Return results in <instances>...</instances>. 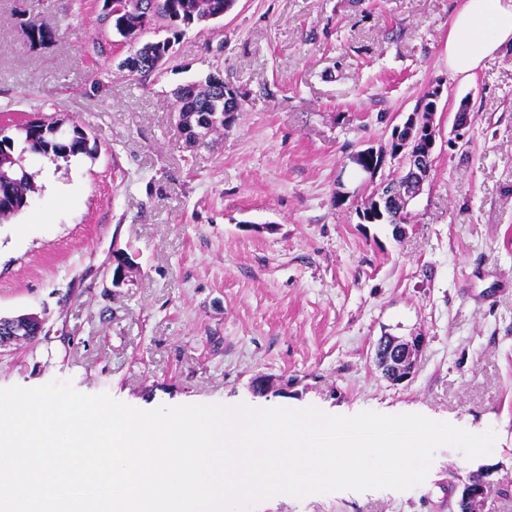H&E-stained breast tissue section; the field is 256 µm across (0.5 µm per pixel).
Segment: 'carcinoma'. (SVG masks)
Segmentation results:
<instances>
[{
    "mask_svg": "<svg viewBox=\"0 0 512 512\" xmlns=\"http://www.w3.org/2000/svg\"><path fill=\"white\" fill-rule=\"evenodd\" d=\"M236 0H140L142 8L131 11L127 0H112V9L100 15V24L112 34L128 42L140 30L157 23L178 35L182 28L197 23L221 20ZM32 47H42L57 38V31L46 27L36 18L22 22ZM171 41L146 42L138 48L141 58H128V70L133 75L147 76L157 70L148 64L162 56ZM177 109L186 112L210 132L224 133V83L210 75L177 88ZM90 153L84 130L74 125L69 132L62 123L48 118L28 120L13 128H0V222L7 221L30 204L36 191L35 174L25 166V156L36 154L53 162H70Z\"/></svg>",
    "mask_w": 512,
    "mask_h": 512,
    "instance_id": "obj_1",
    "label": "carcinoma"
}]
</instances>
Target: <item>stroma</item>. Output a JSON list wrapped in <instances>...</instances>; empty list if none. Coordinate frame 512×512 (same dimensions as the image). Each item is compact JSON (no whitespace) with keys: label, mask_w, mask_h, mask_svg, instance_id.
Segmentation results:
<instances>
[{"label":"stroma","mask_w":512,"mask_h":512,"mask_svg":"<svg viewBox=\"0 0 512 512\" xmlns=\"http://www.w3.org/2000/svg\"><path fill=\"white\" fill-rule=\"evenodd\" d=\"M458 0H237L185 29L150 79L122 68L97 0H0V127L71 120L91 155L28 162L37 192L0 223V316L37 341L0 351V389L58 379L135 408L177 403L418 413L490 454L437 450L406 491L351 490L255 512H454L453 476L491 468L485 512H512V49L474 80L448 74ZM60 40L34 50L21 21ZM102 38L104 56L92 51ZM217 73L242 109L187 145L175 90ZM441 88L435 162L401 235L362 224L354 150ZM467 105L468 143L450 142ZM134 268L113 285V258ZM421 333L413 377L374 361L380 336ZM265 377L271 387L254 392Z\"/></svg>","instance_id":"1"}]
</instances>
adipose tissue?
I'll return each instance as SVG.
<instances>
[{"label": "adipose tissue", "instance_id": "1", "mask_svg": "<svg viewBox=\"0 0 512 512\" xmlns=\"http://www.w3.org/2000/svg\"><path fill=\"white\" fill-rule=\"evenodd\" d=\"M509 47L512 0H462L448 25L449 75L472 80L487 58Z\"/></svg>", "mask_w": 512, "mask_h": 512}]
</instances>
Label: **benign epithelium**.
<instances>
[{
    "instance_id": "obj_1",
    "label": "benign epithelium",
    "mask_w": 512,
    "mask_h": 512,
    "mask_svg": "<svg viewBox=\"0 0 512 512\" xmlns=\"http://www.w3.org/2000/svg\"><path fill=\"white\" fill-rule=\"evenodd\" d=\"M436 113L411 112L405 121L393 127L391 141L387 149L363 147L350 155V163L356 172L363 175L362 183L346 197L357 198L366 189L368 182L385 166L387 157L399 159L401 166L412 174L407 182L398 178L389 180L369 202L373 211L382 217L406 207L413 190L424 184L431 169L427 159L436 149ZM42 326L43 320L36 314L19 319L0 317V350L20 343V333L31 326ZM426 344V336H400L392 340L389 350L392 361L388 364L387 375L394 384L402 383L413 376L416 360ZM488 481L481 474L479 481L470 479L460 481L457 503L477 504L476 512H483L486 505Z\"/></svg>"
}]
</instances>
